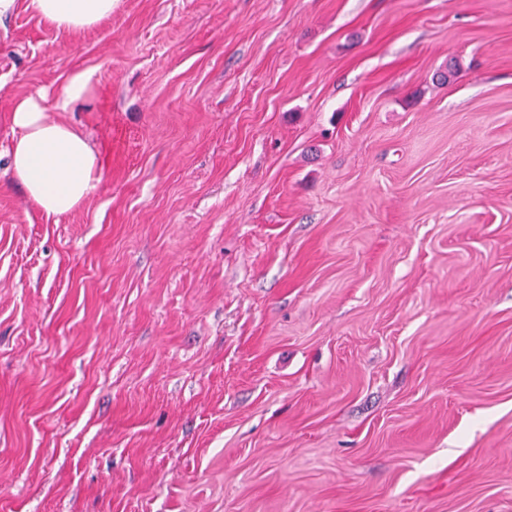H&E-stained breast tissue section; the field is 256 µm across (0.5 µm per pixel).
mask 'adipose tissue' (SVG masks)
<instances>
[{
  "label": "adipose tissue",
  "instance_id": "obj_1",
  "mask_svg": "<svg viewBox=\"0 0 512 512\" xmlns=\"http://www.w3.org/2000/svg\"><path fill=\"white\" fill-rule=\"evenodd\" d=\"M113 2L27 0V5L55 27L79 32L110 18ZM10 121L18 136L8 153L9 167L26 202L48 216L82 208L101 180L100 153L79 129L46 112L33 99L15 100Z\"/></svg>",
  "mask_w": 512,
  "mask_h": 512
}]
</instances>
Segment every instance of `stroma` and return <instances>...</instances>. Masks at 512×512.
Wrapping results in <instances>:
<instances>
[{
  "instance_id": "obj_1",
  "label": "stroma",
  "mask_w": 512,
  "mask_h": 512,
  "mask_svg": "<svg viewBox=\"0 0 512 512\" xmlns=\"http://www.w3.org/2000/svg\"><path fill=\"white\" fill-rule=\"evenodd\" d=\"M0 512H512V0L0 17ZM91 88V75L85 71H76L72 74L61 93V106L68 108L86 96ZM10 121L19 134L8 152L9 167L26 202L46 216L82 208L101 180L100 153L79 129L32 98L13 102Z\"/></svg>"
}]
</instances>
